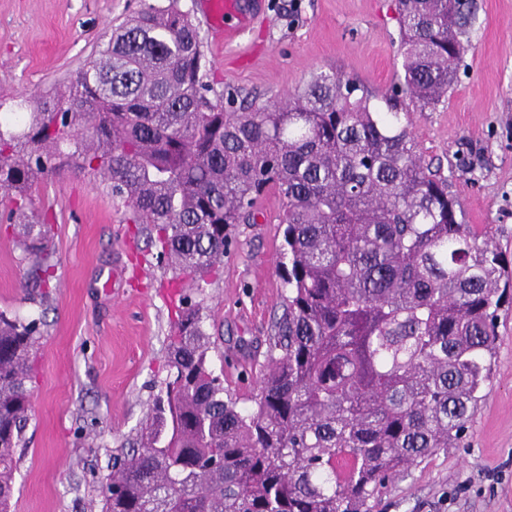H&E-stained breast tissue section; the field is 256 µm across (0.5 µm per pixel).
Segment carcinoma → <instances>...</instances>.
<instances>
[{
  "label": "carcinoma",
  "instance_id": "carcinoma-1",
  "mask_svg": "<svg viewBox=\"0 0 512 512\" xmlns=\"http://www.w3.org/2000/svg\"><path fill=\"white\" fill-rule=\"evenodd\" d=\"M403 75L423 111L443 102L471 46L459 0H398ZM180 0L143 3L105 33L63 93L0 114V190L28 288L53 275L50 228L28 215L52 161L101 179L160 258L203 280L230 228L276 190L287 295L254 407L207 360L208 318L181 306L174 369L117 454L102 512H373L419 460L456 447L493 376L512 261L463 218L398 113L334 73L273 103L226 112ZM37 320L0 312V512L31 416Z\"/></svg>",
  "mask_w": 512,
  "mask_h": 512
}]
</instances>
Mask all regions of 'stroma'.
<instances>
[{"label": "stroma", "instance_id": "35a3bbf8", "mask_svg": "<svg viewBox=\"0 0 512 512\" xmlns=\"http://www.w3.org/2000/svg\"><path fill=\"white\" fill-rule=\"evenodd\" d=\"M471 48L457 84L435 108L398 104L425 161L454 172L466 223L488 228L512 255V0H475ZM238 38L205 44L206 68L225 111L276 101L316 73L356 81L387 111L402 70L395 0H254ZM139 0H0V97L61 92L112 25ZM236 225L224 266L202 285L158 262L148 225L105 186L59 167L32 192L49 213L55 272L46 295L25 288L27 265L0 224V312L40 319L32 417L18 449L10 512H101L116 449L131 446L170 376L171 295L182 288L208 318V360L248 367L225 379L239 407L257 392L256 346L282 304V199ZM496 370L459 447L413 466L374 512H512V307L499 317Z\"/></svg>", "mask_w": 512, "mask_h": 512}]
</instances>
